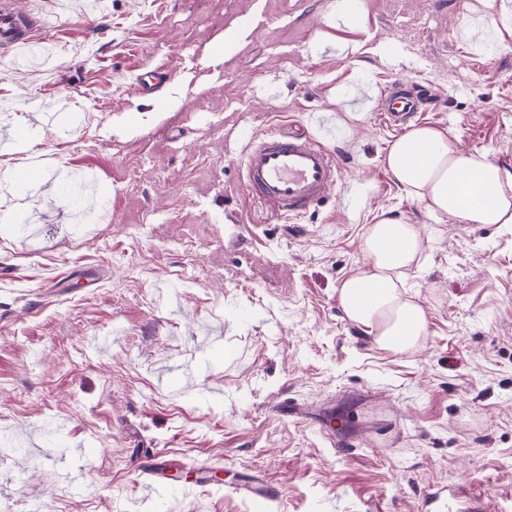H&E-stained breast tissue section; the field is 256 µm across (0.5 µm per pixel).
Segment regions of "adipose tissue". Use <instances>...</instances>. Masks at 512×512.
<instances>
[{"mask_svg":"<svg viewBox=\"0 0 512 512\" xmlns=\"http://www.w3.org/2000/svg\"><path fill=\"white\" fill-rule=\"evenodd\" d=\"M385 166L406 197L438 218L462 224H512V168L488 154L459 148L447 131L414 126L389 143ZM421 250L414 224L390 210L364 233L365 267L342 281L339 304L377 347L413 351L427 334L424 308L406 298L402 280Z\"/></svg>","mask_w":512,"mask_h":512,"instance_id":"obj_1","label":"adipose tissue"}]
</instances>
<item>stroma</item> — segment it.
Segmentation results:
<instances>
[{
	"instance_id": "stroma-1",
	"label": "stroma",
	"mask_w": 512,
	"mask_h": 512,
	"mask_svg": "<svg viewBox=\"0 0 512 512\" xmlns=\"http://www.w3.org/2000/svg\"><path fill=\"white\" fill-rule=\"evenodd\" d=\"M15 2L52 53L0 52V133L34 138L0 143V433L26 442L0 447V512H425L448 485L512 512V226L438 220L383 164L380 103L420 84V124L512 167V43L488 45L474 0H363L346 24L332 0ZM157 68L162 112L135 92ZM311 112L342 179L274 217L242 193L240 131ZM68 171L97 181L82 207ZM388 208L421 239L405 288L428 333L404 354L338 302ZM152 458L178 475L158 502ZM245 477L278 500L227 493Z\"/></svg>"
}]
</instances>
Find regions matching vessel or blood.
Masks as SVG:
<instances>
[{
  "label": "vessel or blood",
  "mask_w": 512,
  "mask_h": 512,
  "mask_svg": "<svg viewBox=\"0 0 512 512\" xmlns=\"http://www.w3.org/2000/svg\"><path fill=\"white\" fill-rule=\"evenodd\" d=\"M41 24L31 12L16 8L12 0H0V50L9 51L18 65H26L40 43ZM165 73L149 72L141 76L139 91L151 97L152 106L162 111L168 99L159 87ZM422 102L421 97L397 89L382 101L380 116L385 124L402 128ZM246 148L242 165V188L263 205L271 215L285 218L302 216L314 209L336 189L342 179L343 164L334 150L304 129L271 131L263 135L244 133ZM239 494L260 501H273L278 490L265 482L238 486ZM462 486L439 487L426 499L435 512H446L449 502L470 498Z\"/></svg>",
  "instance_id": "b4317fda"
}]
</instances>
